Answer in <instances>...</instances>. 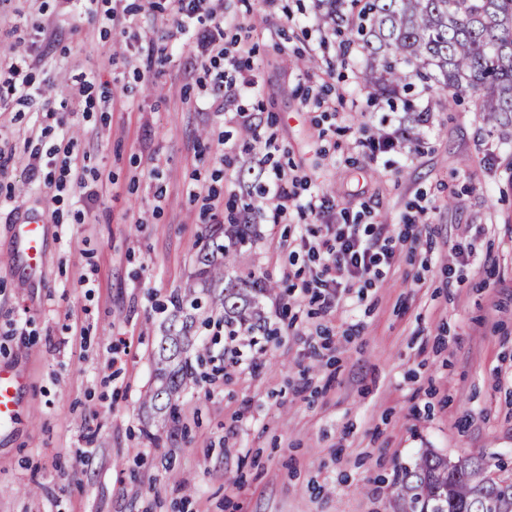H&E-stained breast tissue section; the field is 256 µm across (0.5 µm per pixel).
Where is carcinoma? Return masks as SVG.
Listing matches in <instances>:
<instances>
[{
    "instance_id": "cac0c4a2",
    "label": "carcinoma",
    "mask_w": 512,
    "mask_h": 512,
    "mask_svg": "<svg viewBox=\"0 0 512 512\" xmlns=\"http://www.w3.org/2000/svg\"><path fill=\"white\" fill-rule=\"evenodd\" d=\"M322 25L344 21L345 0H325ZM364 21L357 29L364 49L379 61L367 75L394 92L418 78L437 83L448 102L466 90L477 93V111L487 118L512 113V0H351ZM253 240L252 225L237 224L228 238L210 235L197 256L192 279L171 298L173 310L153 358L156 383L144 406L174 412L173 401L197 382L183 353L195 344L196 311L203 299L224 308V326L261 329L258 299L275 293L273 284L249 275L230 276V253ZM482 458L450 462L432 452L394 479L395 512H512V480L490 481Z\"/></svg>"
}]
</instances>
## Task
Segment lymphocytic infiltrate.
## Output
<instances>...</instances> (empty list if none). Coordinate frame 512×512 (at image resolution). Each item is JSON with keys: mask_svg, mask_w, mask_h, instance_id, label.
<instances>
[{"mask_svg": "<svg viewBox=\"0 0 512 512\" xmlns=\"http://www.w3.org/2000/svg\"><path fill=\"white\" fill-rule=\"evenodd\" d=\"M176 34L191 42L197 58L208 62L214 69L213 92L215 96L237 100L248 93L253 84L246 78H227L224 66L238 67L239 60L224 43L223 0H178L174 17ZM27 50L11 46L0 54L7 61L11 78L0 92V107L27 103L35 97L37 89L32 76L26 71ZM265 200L271 201L273 220L286 218L295 207H302L314 219L320 220V238L300 236L294 247L310 253H322L323 260L305 279L297 284L299 292H314L322 297L326 307H335L339 298L352 289L362 288L378 281L395 261L397 249L381 242V231L372 224H326L323 216L331 203L322 194L310 195L305 202H298L295 193L288 190L284 174L268 178L262 187Z\"/></svg>", "mask_w": 512, "mask_h": 512, "instance_id": "lymphocytic-infiltrate-1", "label": "lymphocytic infiltrate"}]
</instances>
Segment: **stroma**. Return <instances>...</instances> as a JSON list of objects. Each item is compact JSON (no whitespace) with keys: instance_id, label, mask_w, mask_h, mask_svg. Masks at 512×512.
Instances as JSON below:
<instances>
[{"instance_id":"obj_1","label":"stroma","mask_w":512,"mask_h":512,"mask_svg":"<svg viewBox=\"0 0 512 512\" xmlns=\"http://www.w3.org/2000/svg\"><path fill=\"white\" fill-rule=\"evenodd\" d=\"M126 3L158 63L107 25L106 0L93 14L78 0H0V53L32 45L40 88L0 110V149L13 154L0 178V360L26 383L21 420L0 434V512H393L394 474L423 452L511 461L512 115L487 120L473 92L450 106L417 83L418 141L374 154L368 141L409 114L364 82L371 57L322 29L318 0H224V40L252 48L255 89L221 108L212 74L172 36V0ZM91 74L88 112L61 111L41 132L34 112ZM240 108L258 135L237 124ZM53 149L83 158L96 201L30 178ZM278 170L298 197L333 201L334 223L392 237L412 216L422 225L376 287L331 312L288 292L287 275L320 262L288 249L313 220L296 209L257 225L229 273L277 283L264 330L232 341L222 307L199 311L202 380L176 419L148 416L160 308L209 230L193 191L215 190L238 224ZM24 217L52 226L35 288L8 258ZM459 242L477 263H452Z\"/></svg>"}]
</instances>
